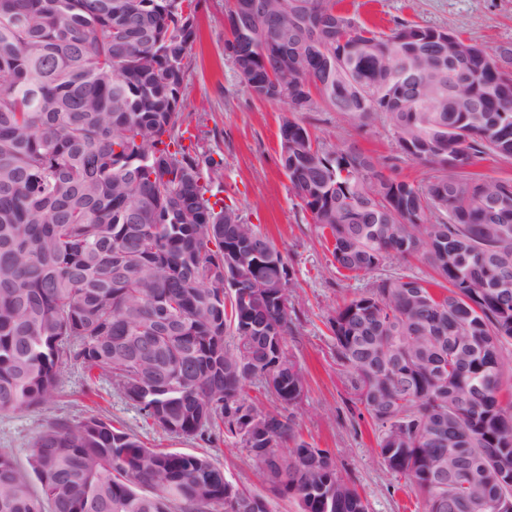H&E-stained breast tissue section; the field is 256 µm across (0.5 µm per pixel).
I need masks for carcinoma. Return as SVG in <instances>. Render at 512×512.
<instances>
[{"label": "carcinoma", "instance_id": "cac0c4a2", "mask_svg": "<svg viewBox=\"0 0 512 512\" xmlns=\"http://www.w3.org/2000/svg\"><path fill=\"white\" fill-rule=\"evenodd\" d=\"M225 0L224 51L288 112L280 164L326 235L337 271L423 259L433 275L380 278L328 318L349 402L378 456L425 512H512V181L470 168L512 158V66L457 38L468 83L448 111L434 37L401 21L358 26L336 0H300L279 60L241 40ZM200 0H0V413L31 410L81 366L166 434L244 448L271 492L300 512H369L335 455L303 440L305 376L288 353L293 272L252 224L224 223L204 174L222 164L183 145V70ZM429 90L400 102L395 61ZM359 122L383 116L423 185L353 144L326 149L294 113L313 95ZM481 110L469 111L472 101ZM238 288L224 296L225 252ZM281 269L285 287L265 288ZM282 409L262 410L247 387ZM270 512L205 453L163 452L97 414L55 418L27 464L0 452V512Z\"/></svg>", "mask_w": 512, "mask_h": 512}]
</instances>
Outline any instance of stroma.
<instances>
[{"instance_id": "obj_1", "label": "stroma", "mask_w": 512, "mask_h": 512, "mask_svg": "<svg viewBox=\"0 0 512 512\" xmlns=\"http://www.w3.org/2000/svg\"><path fill=\"white\" fill-rule=\"evenodd\" d=\"M338 8L379 33H390L396 22L406 21L447 29L487 49L512 41V0H340ZM198 25V37L185 59L183 118L200 150L223 164L212 194L272 238L293 268L291 295L299 321L286 343L306 376L305 394L296 411L297 428L306 441L335 453L339 471L353 480L370 512H423L421 497L405 489L402 480L382 464L370 420L351 417L346 370L336 360L326 322L339 304L375 280L399 274L423 276L429 268L417 259L392 257L356 279L337 271L327 242L292 195L280 165L279 125L285 104L255 97L240 82L224 52V0H201ZM297 119L323 147L354 144L373 156L391 158L399 178L421 184L432 174L429 166L398 150L384 118L361 127L318 101L311 110L298 113ZM97 413L133 430L147 446L208 453L226 479L269 495L244 448L230 441L211 445L166 435L113 385L102 379L89 381L78 367L62 373L59 395L51 403L0 414V452L25 463L47 419L62 416L80 421Z\"/></svg>"}]
</instances>
